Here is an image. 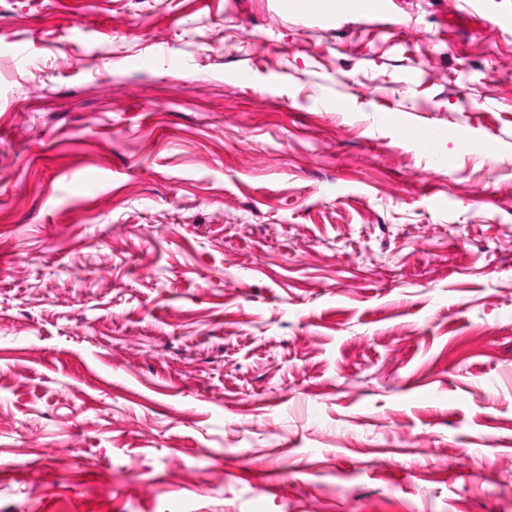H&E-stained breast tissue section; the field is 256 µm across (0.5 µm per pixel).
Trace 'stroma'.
Segmentation results:
<instances>
[{
	"instance_id": "stroma-1",
	"label": "stroma",
	"mask_w": 512,
	"mask_h": 512,
	"mask_svg": "<svg viewBox=\"0 0 512 512\" xmlns=\"http://www.w3.org/2000/svg\"><path fill=\"white\" fill-rule=\"evenodd\" d=\"M510 6L0 0V512H512ZM281 6L289 12L330 22L343 13L365 16L382 15L387 10V0H281Z\"/></svg>"
}]
</instances>
